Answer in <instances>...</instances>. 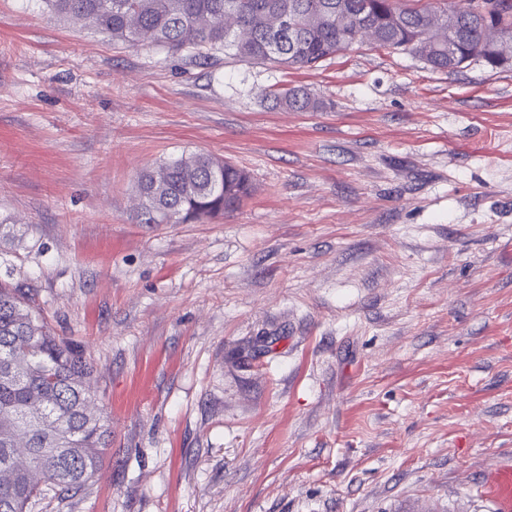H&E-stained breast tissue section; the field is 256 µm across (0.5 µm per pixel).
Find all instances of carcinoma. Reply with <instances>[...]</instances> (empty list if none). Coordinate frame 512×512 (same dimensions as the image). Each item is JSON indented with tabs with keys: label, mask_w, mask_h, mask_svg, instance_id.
Wrapping results in <instances>:
<instances>
[{
	"label": "carcinoma",
	"mask_w": 512,
	"mask_h": 512,
	"mask_svg": "<svg viewBox=\"0 0 512 512\" xmlns=\"http://www.w3.org/2000/svg\"><path fill=\"white\" fill-rule=\"evenodd\" d=\"M51 13L128 47L173 53H232L241 61L311 67L367 38L384 50L409 51L436 71L454 73L465 60L492 67L512 62L487 48L490 31L512 44V0H467L437 10L395 0H48ZM459 52L448 59V47ZM276 103L317 107L306 89H286ZM141 224H186L235 209L252 194L249 176L229 162L192 153L148 170L138 181ZM91 362L51 335L16 288L0 285V468L24 438L29 465L0 481V512H30L45 486L78 491L102 469L109 435L89 412Z\"/></svg>",
	"instance_id": "1"
}]
</instances>
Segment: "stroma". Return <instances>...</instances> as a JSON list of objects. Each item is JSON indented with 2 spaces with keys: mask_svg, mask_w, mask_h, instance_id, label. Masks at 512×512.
I'll use <instances>...</instances> for the list:
<instances>
[{
  "mask_svg": "<svg viewBox=\"0 0 512 512\" xmlns=\"http://www.w3.org/2000/svg\"><path fill=\"white\" fill-rule=\"evenodd\" d=\"M310 89L315 110L273 96ZM254 191L141 224L184 154ZM0 281L94 365L103 469L33 512H496L512 460V67L134 49L0 0ZM487 491L494 499L500 512L512 510V464L495 469L487 480Z\"/></svg>",
  "mask_w": 512,
  "mask_h": 512,
  "instance_id": "35a3bbf8",
  "label": "stroma"
}]
</instances>
